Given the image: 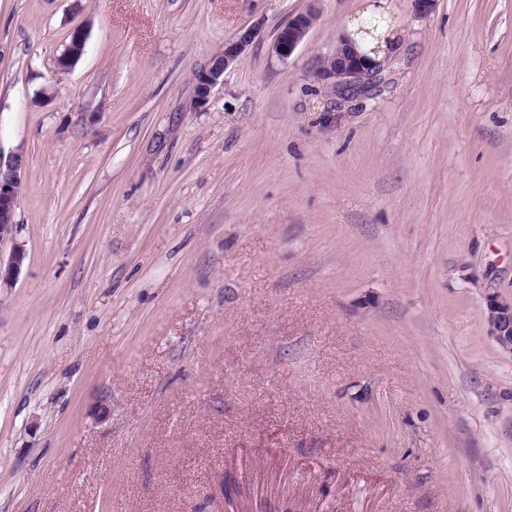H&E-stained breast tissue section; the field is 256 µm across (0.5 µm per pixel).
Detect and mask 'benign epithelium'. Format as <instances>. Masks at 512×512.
<instances>
[{
	"instance_id": "obj_1",
	"label": "benign epithelium",
	"mask_w": 512,
	"mask_h": 512,
	"mask_svg": "<svg viewBox=\"0 0 512 512\" xmlns=\"http://www.w3.org/2000/svg\"><path fill=\"white\" fill-rule=\"evenodd\" d=\"M315 7L291 17L279 30L272 52L281 61L290 58L318 19ZM257 22L241 29L236 37L224 43V51L214 56L207 67L195 75L193 107L202 108L210 100L214 89L222 84L224 72L237 63L261 31ZM86 33L76 29L70 43L60 55L59 66L68 69L81 57ZM388 59L368 58L339 40L334 51L325 57L315 71L316 80L340 102L373 96L385 81ZM22 157L13 154L3 158L0 154V241L13 234L16 206L23 192L21 176ZM26 259L19 247L13 248L7 262H0V286L9 287ZM485 322L487 335L505 352L512 354V301H503L491 295L486 301Z\"/></svg>"
}]
</instances>
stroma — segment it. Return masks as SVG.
Returning <instances> with one entry per match:
<instances>
[{"instance_id": "1", "label": "stroma", "mask_w": 512, "mask_h": 512, "mask_svg": "<svg viewBox=\"0 0 512 512\" xmlns=\"http://www.w3.org/2000/svg\"><path fill=\"white\" fill-rule=\"evenodd\" d=\"M388 2L387 86L339 107L368 0H0V512H512V0ZM318 15V10L312 5L307 11L291 17L279 30L272 47V52L279 60H288L293 55L317 21ZM261 23L241 29L236 37L224 43V51L214 56L207 67L195 75L193 108H202L214 89L224 80V72L237 63L261 31ZM86 42V33L82 29H76L71 35L70 43L60 55L59 66L68 69L72 67L83 54ZM78 52H81L80 54ZM21 170L20 155L13 154L4 159L0 153V241L11 236L17 228L16 206L24 189ZM26 259V253L20 247L13 248L6 263L0 260V288L2 285L11 287L16 275L20 271ZM487 335L505 352L512 354V301L491 295L486 301Z\"/></svg>"}]
</instances>
